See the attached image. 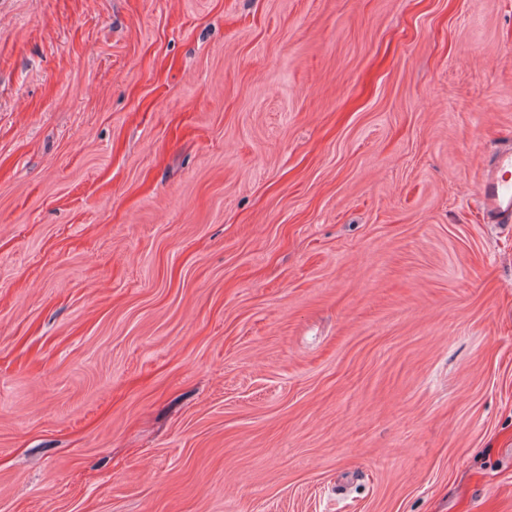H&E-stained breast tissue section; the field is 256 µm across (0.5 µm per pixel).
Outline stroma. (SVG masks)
I'll list each match as a JSON object with an SVG mask.
<instances>
[{
	"label": "stroma",
	"instance_id": "35a3bbf8",
	"mask_svg": "<svg viewBox=\"0 0 512 512\" xmlns=\"http://www.w3.org/2000/svg\"><path fill=\"white\" fill-rule=\"evenodd\" d=\"M512 0H0V512H512ZM483 221L508 224L512 220V148L498 151L489 161L477 188Z\"/></svg>",
	"mask_w": 512,
	"mask_h": 512
}]
</instances>
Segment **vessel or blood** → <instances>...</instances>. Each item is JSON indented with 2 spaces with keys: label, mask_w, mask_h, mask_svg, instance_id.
Listing matches in <instances>:
<instances>
[{
  "label": "vessel or blood",
  "mask_w": 512,
  "mask_h": 512,
  "mask_svg": "<svg viewBox=\"0 0 512 512\" xmlns=\"http://www.w3.org/2000/svg\"><path fill=\"white\" fill-rule=\"evenodd\" d=\"M483 220L512 222V148L496 152L477 188Z\"/></svg>",
  "instance_id": "b4317fda"
}]
</instances>
